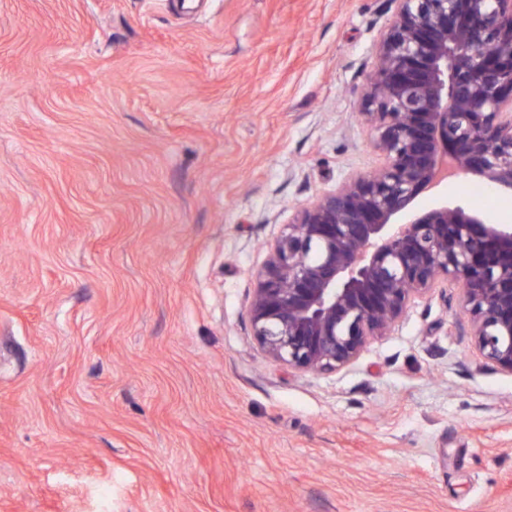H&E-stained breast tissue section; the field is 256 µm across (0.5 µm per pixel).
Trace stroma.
I'll return each instance as SVG.
<instances>
[{
	"instance_id": "35a3bbf8",
	"label": "stroma",
	"mask_w": 512,
	"mask_h": 512,
	"mask_svg": "<svg viewBox=\"0 0 512 512\" xmlns=\"http://www.w3.org/2000/svg\"><path fill=\"white\" fill-rule=\"evenodd\" d=\"M393 0H0V512H512L460 287L351 366L251 333L268 247L381 159Z\"/></svg>"
}]
</instances>
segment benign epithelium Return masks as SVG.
<instances>
[{"label": "benign epithelium", "mask_w": 512, "mask_h": 512, "mask_svg": "<svg viewBox=\"0 0 512 512\" xmlns=\"http://www.w3.org/2000/svg\"><path fill=\"white\" fill-rule=\"evenodd\" d=\"M361 96L380 167L299 209L248 306L268 356L353 364L411 302L459 285L469 336L512 373V225L421 205L460 174L512 192V0H394Z\"/></svg>", "instance_id": "1"}]
</instances>
